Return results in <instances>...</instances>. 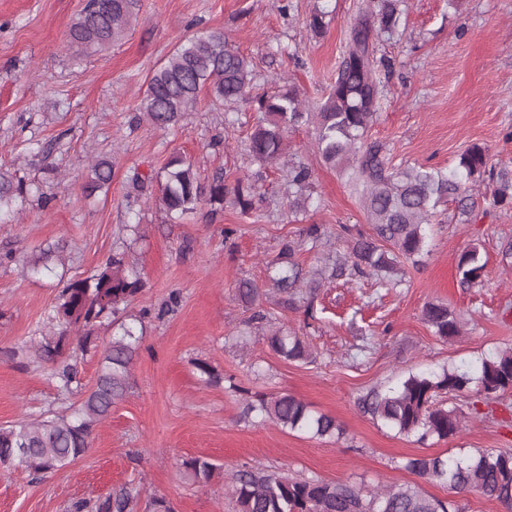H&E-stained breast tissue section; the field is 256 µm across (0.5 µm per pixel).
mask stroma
Instances as JSON below:
<instances>
[{
    "label": "stroma",
    "mask_w": 512,
    "mask_h": 512,
    "mask_svg": "<svg viewBox=\"0 0 512 512\" xmlns=\"http://www.w3.org/2000/svg\"><path fill=\"white\" fill-rule=\"evenodd\" d=\"M85 0H0V169L38 186L18 223L0 224V426L22 416L62 411L77 394L57 388L47 365L10 351L37 340L62 286L86 277L115 253L125 254L144 287L122 314L131 320L178 295L174 311L143 324L131 365V389L97 425L88 452L68 467L31 481L0 474V512H65L76 498L107 495L127 482L143 499L162 495L174 512H236L233 470L244 463L291 474L347 481L366 490L420 483L429 495L457 500L465 512H506L479 492L456 494L418 482L408 458L459 451L512 452V394L488 419L456 437L424 443L384 427L359 399L409 371L459 365L512 348V265L500 250L512 239V206L476 208L461 218L455 203L429 227L420 266L403 264V283L382 288L369 278L327 281L300 308H281L266 285V264L284 242L301 247L303 269L326 251L302 245L307 225L328 228L331 252L348 257V232L369 233L361 199L345 173L323 161L314 130L288 135V151L311 170L307 213L291 214L282 163L259 165L246 150L251 102L232 106L202 91L197 107L161 129L137 112L154 71L193 33H224L256 69L261 89L293 85L309 103L326 93L343 58L361 0H140L127 36L89 53L68 32ZM397 33L382 35L377 55L383 95L368 138L389 149L395 166L453 169L470 145L487 147L495 168L512 169V0H404ZM323 11L322 34L309 28ZM180 154L201 181L259 176L264 199L244 214L232 205L176 223L131 180L162 170ZM111 159L108 190L86 197L90 164ZM62 245L54 273L31 275L25 261ZM475 245L485 263L480 282L459 284L461 252ZM248 280L264 288L266 321L238 301ZM444 303L460 335L435 336L427 303ZM304 336L315 360L286 361L266 342L270 327ZM205 363L221 377L206 384ZM285 392L336 418L342 437L319 439L245 415L250 397ZM203 456L221 467L209 485L183 475V459Z\"/></svg>",
    "instance_id": "obj_1"
}]
</instances>
